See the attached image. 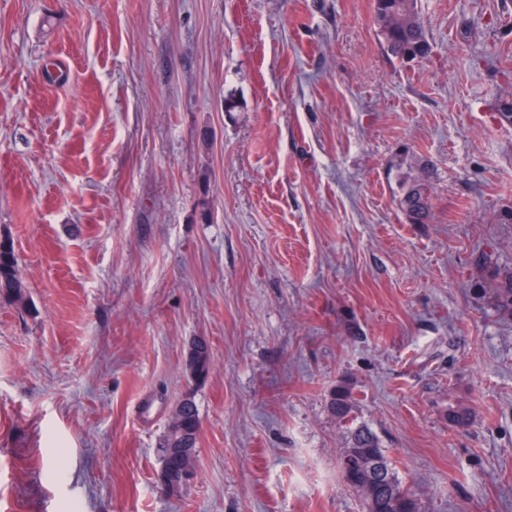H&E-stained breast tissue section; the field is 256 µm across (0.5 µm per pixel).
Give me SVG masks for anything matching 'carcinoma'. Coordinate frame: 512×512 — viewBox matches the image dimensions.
<instances>
[{
    "instance_id": "obj_1",
    "label": "carcinoma",
    "mask_w": 512,
    "mask_h": 512,
    "mask_svg": "<svg viewBox=\"0 0 512 512\" xmlns=\"http://www.w3.org/2000/svg\"><path fill=\"white\" fill-rule=\"evenodd\" d=\"M376 19L388 53L402 63L421 54L428 57L431 45L427 39L419 0H375ZM430 168L423 164L402 173L399 178L400 209L412 224H426L431 218L429 182ZM497 288L492 290L497 311L512 314V268L495 267ZM0 298L26 309L29 306L28 285L19 270L18 257L12 242L0 239ZM184 410L177 429L167 428L161 447L173 448L181 441L195 448L200 433L199 409L193 396L180 400ZM330 408L342 421L350 420L353 398L350 392L336 389ZM448 421L464 427L470 420V410L462 405L450 406ZM341 457L353 465L341 470L345 485L357 492L364 501L366 512H420L415 494L405 488L395 476L384 455L377 436L363 425L349 430L348 448Z\"/></svg>"
}]
</instances>
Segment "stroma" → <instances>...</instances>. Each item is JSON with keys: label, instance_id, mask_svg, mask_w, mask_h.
Here are the masks:
<instances>
[{"label": "stroma", "instance_id": "stroma-1", "mask_svg": "<svg viewBox=\"0 0 512 512\" xmlns=\"http://www.w3.org/2000/svg\"><path fill=\"white\" fill-rule=\"evenodd\" d=\"M420 4L403 64L374 0H0V512H364L340 385L422 512H512V0ZM432 177L427 164L402 173L399 178L400 209L412 224H427L431 218L429 182ZM0 298L22 309L29 306L28 285L19 270L18 257L12 242L0 239ZM492 260V255H485V263L493 264L495 267L497 288H493L492 293L497 311L512 314V268H501ZM180 407L184 410V417L182 423L176 430L167 428L161 443V450L169 448L171 454L178 457L188 459L192 465L195 457V449L197 448L199 433H200V419L199 409L194 396L186 395L180 401ZM184 440L188 445L186 448H176L175 445Z\"/></svg>", "mask_w": 512, "mask_h": 512}]
</instances>
